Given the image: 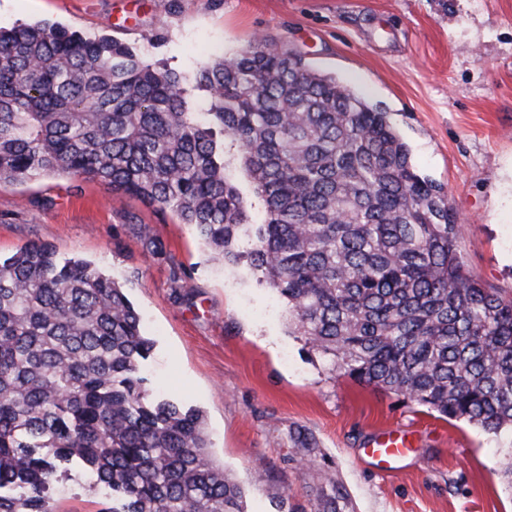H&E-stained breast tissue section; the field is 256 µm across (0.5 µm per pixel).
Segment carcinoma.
I'll use <instances>...</instances> for the list:
<instances>
[{
	"mask_svg": "<svg viewBox=\"0 0 512 512\" xmlns=\"http://www.w3.org/2000/svg\"><path fill=\"white\" fill-rule=\"evenodd\" d=\"M48 174L169 209L212 259H248L340 373L512 435V299L466 268L448 190L388 113L297 54L256 40L190 85L107 36L0 29V187ZM144 247L171 258L148 233ZM153 349L93 263L41 242L0 259V512H58L62 465L112 512H245L203 412L146 388Z\"/></svg>",
	"mask_w": 512,
	"mask_h": 512,
	"instance_id": "1",
	"label": "carcinoma"
}]
</instances>
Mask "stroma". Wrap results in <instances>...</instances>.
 I'll return each mask as SVG.
<instances>
[{"label": "stroma", "mask_w": 512, "mask_h": 512, "mask_svg": "<svg viewBox=\"0 0 512 512\" xmlns=\"http://www.w3.org/2000/svg\"><path fill=\"white\" fill-rule=\"evenodd\" d=\"M36 21L119 39L190 79L258 37L301 55L388 113L416 170L447 187L465 264L512 298V0H0V28ZM147 232L169 259L148 255ZM32 241L121 284L155 342L152 387L203 411L246 512H317L331 492L339 512H512L507 440L334 371L286 299L247 262L210 261L173 212L85 177L0 187V256ZM390 428L413 448L383 471L364 450ZM55 492L62 512L112 504L72 471Z\"/></svg>", "instance_id": "1"}]
</instances>
